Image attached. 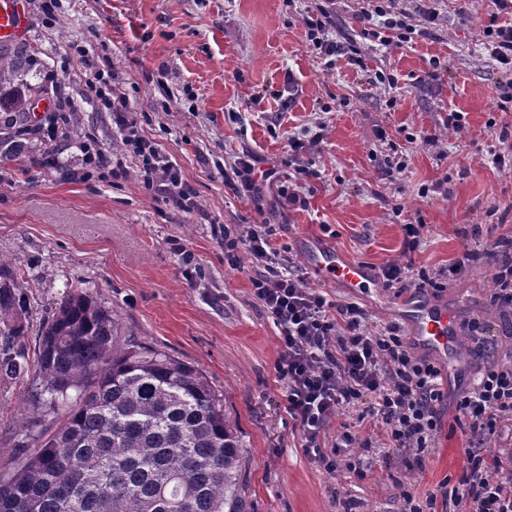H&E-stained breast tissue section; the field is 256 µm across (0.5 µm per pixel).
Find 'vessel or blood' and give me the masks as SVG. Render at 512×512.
<instances>
[{"instance_id": "obj_1", "label": "vessel or blood", "mask_w": 512, "mask_h": 512, "mask_svg": "<svg viewBox=\"0 0 512 512\" xmlns=\"http://www.w3.org/2000/svg\"><path fill=\"white\" fill-rule=\"evenodd\" d=\"M26 32V18L19 0H0V44L16 41ZM306 255L326 281L362 294L373 288L375 278L365 265L348 259L339 250L323 244H307ZM410 307L415 338L445 360H454L459 350L462 319L454 305L434 306L422 299H405Z\"/></svg>"}]
</instances>
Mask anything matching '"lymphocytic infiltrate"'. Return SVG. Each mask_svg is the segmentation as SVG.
<instances>
[{"label":"lymphocytic infiltrate","instance_id":"f902f5d3","mask_svg":"<svg viewBox=\"0 0 512 512\" xmlns=\"http://www.w3.org/2000/svg\"><path fill=\"white\" fill-rule=\"evenodd\" d=\"M315 11L302 23L318 55L325 59L343 55L351 63H360V46L336 38L334 0H318ZM422 18V23H414L412 15L401 9L400 0H363L355 14L363 38L385 48L425 35L439 12L428 8ZM86 85L88 100L98 110L111 113L121 150L108 153L92 138L68 137L69 117L64 114L46 128L43 165L87 181L97 170L115 177L125 174V159L131 156L147 190L193 211L195 187L148 135L129 109L125 94L116 92L111 71H91ZM72 158L78 161L73 168L68 165ZM260 163L248 152L237 156L225 186L260 196L263 181L277 173L276 167L264 170ZM276 234V226L270 223L225 228L224 259L235 268L246 254L264 267L252 280V293L279 331L275 370L284 388L278 406L299 427L305 452L326 472L365 475L367 466L359 455L340 456L324 441L336 416L362 404L380 423L388 447L400 453L432 447L441 429V403L449 395L447 375L427 357L414 354L399 326L372 325L358 304L328 301L323 293L306 286L294 261L271 265V258L278 254L273 244ZM422 234V225H405V258L379 269L377 278L383 287L437 293L445 282L463 276L471 258L467 248L440 271L416 267L413 256L421 247ZM485 259L493 283L492 302L512 321V241L491 247ZM453 398L454 422L470 434L459 484L423 497L402 490L403 512H436L440 497L447 501L448 512H512V451L502 453L496 447L504 429L512 427V366L476 372L473 382Z\"/></svg>","mask_w":512,"mask_h":512}]
</instances>
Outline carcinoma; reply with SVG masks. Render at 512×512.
<instances>
[{
    "label": "carcinoma",
    "mask_w": 512,
    "mask_h": 512,
    "mask_svg": "<svg viewBox=\"0 0 512 512\" xmlns=\"http://www.w3.org/2000/svg\"><path fill=\"white\" fill-rule=\"evenodd\" d=\"M36 59L0 45V112L24 122L47 92L28 81ZM16 270L0 260V385L33 376L26 406L57 420L24 426L31 449L0 479V512H245L243 448L224 394L195 365L129 341L117 312L71 287L36 333Z\"/></svg>",
    "instance_id": "carcinoma-1"
}]
</instances>
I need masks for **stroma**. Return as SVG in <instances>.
Instances as JSON below:
<instances>
[{
	"label": "stroma",
	"mask_w": 512,
	"mask_h": 512,
	"mask_svg": "<svg viewBox=\"0 0 512 512\" xmlns=\"http://www.w3.org/2000/svg\"><path fill=\"white\" fill-rule=\"evenodd\" d=\"M26 46L37 48L33 83L60 91L72 103L71 127L108 150H120L112 115L85 98L91 65L111 69L144 128L177 163L198 192L187 213L153 196L136 172L76 182L41 167L44 144L34 126L47 112L30 113L24 148L0 164V259L23 275L38 329L66 287L96 292L120 315L123 335L199 365L224 393V411L236 424L244 452L248 512H400V488L419 495L457 484L466 437L452 425L451 401L423 466L383 445L380 430L364 429L353 447L371 467L365 477L328 473L303 449L298 427L277 408L282 385L275 364L278 330L254 300L257 267L224 261L218 224L279 225L280 244L298 265L314 240L371 270L403 255L404 225H423L417 265L436 271L459 257L472 225L491 244L512 231V170L492 164L512 133V102L501 105L507 76L489 55L490 20L512 24V7L492 0H439L440 25L400 47L362 48V66L339 56L325 62L305 38L299 11L285 0H63L47 19L40 0H23ZM91 60L63 61L72 43ZM440 60L447 73L430 77ZM394 73V87L368 77ZM465 116L462 132L448 131V113ZM321 139H312V130ZM387 132L388 141L378 138ZM304 141L300 156L318 169L302 191L307 205H281L274 188L261 200L235 194L224 167L243 151L281 158L288 141ZM406 167L387 172L391 151ZM429 186L428 198L417 191ZM336 304L356 302L372 324L409 325L392 289L364 295L307 279ZM484 258L470 261L439 301L453 300L466 318L501 331L490 301ZM22 380L0 388V475L25 456L17 445Z\"/></svg>",
	"instance_id": "35a3bbf8"
}]
</instances>
